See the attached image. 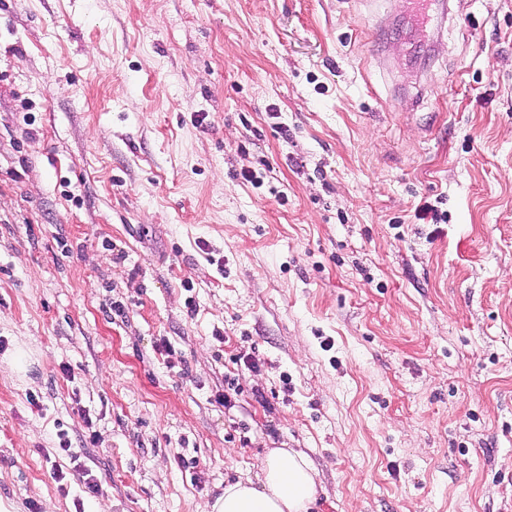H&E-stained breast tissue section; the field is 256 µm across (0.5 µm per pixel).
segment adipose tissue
Wrapping results in <instances>:
<instances>
[{"label": "adipose tissue", "mask_w": 512, "mask_h": 512, "mask_svg": "<svg viewBox=\"0 0 512 512\" xmlns=\"http://www.w3.org/2000/svg\"><path fill=\"white\" fill-rule=\"evenodd\" d=\"M259 483L226 485L221 496L202 512H309L316 489L307 458L277 448L267 454Z\"/></svg>", "instance_id": "1"}]
</instances>
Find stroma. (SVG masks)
I'll return each mask as SVG.
<instances>
[{
	"mask_svg": "<svg viewBox=\"0 0 512 512\" xmlns=\"http://www.w3.org/2000/svg\"><path fill=\"white\" fill-rule=\"evenodd\" d=\"M418 38L0 0V512H200L275 448L314 512H512V0Z\"/></svg>",
	"mask_w": 512,
	"mask_h": 512,
	"instance_id": "stroma-1",
	"label": "stroma"
}]
</instances>
